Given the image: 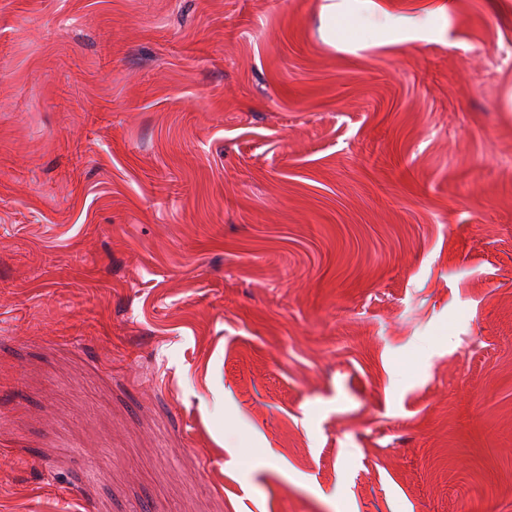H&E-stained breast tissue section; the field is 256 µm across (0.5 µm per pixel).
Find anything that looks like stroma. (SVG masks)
I'll use <instances>...</instances> for the list:
<instances>
[{
	"mask_svg": "<svg viewBox=\"0 0 512 512\" xmlns=\"http://www.w3.org/2000/svg\"><path fill=\"white\" fill-rule=\"evenodd\" d=\"M0 512H512V0H0Z\"/></svg>",
	"mask_w": 512,
	"mask_h": 512,
	"instance_id": "1",
	"label": "stroma"
}]
</instances>
